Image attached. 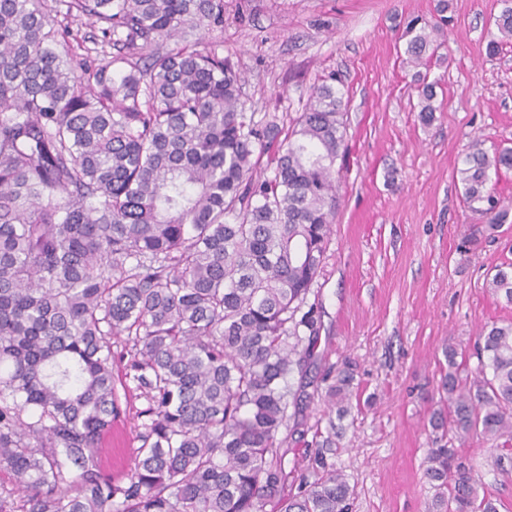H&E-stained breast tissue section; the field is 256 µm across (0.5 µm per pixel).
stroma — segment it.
I'll return each mask as SVG.
<instances>
[{
    "label": "stroma",
    "mask_w": 512,
    "mask_h": 512,
    "mask_svg": "<svg viewBox=\"0 0 512 512\" xmlns=\"http://www.w3.org/2000/svg\"><path fill=\"white\" fill-rule=\"evenodd\" d=\"M438 0H224V27L207 33L246 80L249 111L296 118L311 87L342 81L347 151L336 161L332 241L315 288L321 336L292 385L285 467L313 478L312 456L328 458L354 488L352 512H427L433 491L424 461L444 348L466 358L483 325L512 322V304L487 288L512 263V222L487 235L485 217L464 204L457 169L468 145L512 148V43L485 53L499 0H451L453 22L427 70L438 84L431 121L419 112L413 68L402 59L406 22L436 16ZM351 363L353 392L338 415L324 400L329 368ZM133 408L112 423L104 467L134 465ZM496 440L463 446L499 512H512V468L496 469Z\"/></svg>",
    "instance_id": "stroma-1"
}]
</instances>
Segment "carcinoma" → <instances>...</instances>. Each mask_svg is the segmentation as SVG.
Instances as JSON below:
<instances>
[{
    "label": "carcinoma",
    "mask_w": 512,
    "mask_h": 512,
    "mask_svg": "<svg viewBox=\"0 0 512 512\" xmlns=\"http://www.w3.org/2000/svg\"><path fill=\"white\" fill-rule=\"evenodd\" d=\"M117 53L69 48L48 0H0V512H349L353 487L314 453L288 484L286 379L316 347L309 302L336 221L343 93L330 74L291 123L246 111L229 58L187 36L224 29V0H55ZM497 54L512 42L500 0ZM407 22L404 64L426 65L451 21ZM174 43L162 51L160 46ZM436 111V83L418 87ZM512 168L477 141L457 169L488 228L509 209L489 186ZM512 303V276L490 282ZM123 338L119 352L112 339ZM448 346L430 424L512 456V322L482 330L478 375ZM491 374H486V370ZM339 370L325 394L349 400ZM146 406L135 465L114 479L101 447L118 390ZM430 512H498L458 449H429Z\"/></svg>",
    "instance_id": "cac0c4a2"
}]
</instances>
